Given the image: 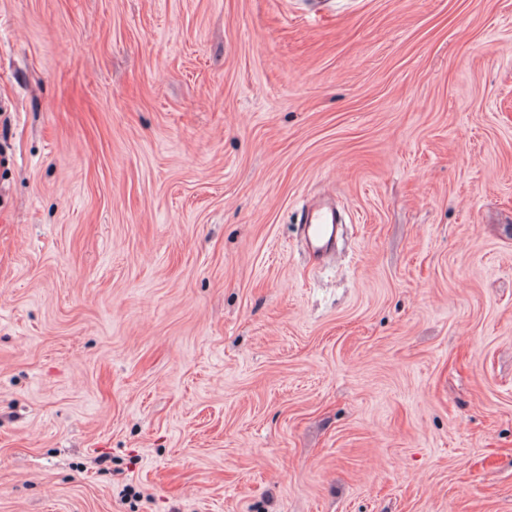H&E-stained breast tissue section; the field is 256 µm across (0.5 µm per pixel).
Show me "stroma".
<instances>
[{
  "mask_svg": "<svg viewBox=\"0 0 512 512\" xmlns=\"http://www.w3.org/2000/svg\"><path fill=\"white\" fill-rule=\"evenodd\" d=\"M0 512H512V0H0ZM342 221L337 224L336 210L321 203L305 211L301 235L306 249L317 256L334 250Z\"/></svg>",
  "mask_w": 512,
  "mask_h": 512,
  "instance_id": "stroma-1",
  "label": "stroma"
}]
</instances>
